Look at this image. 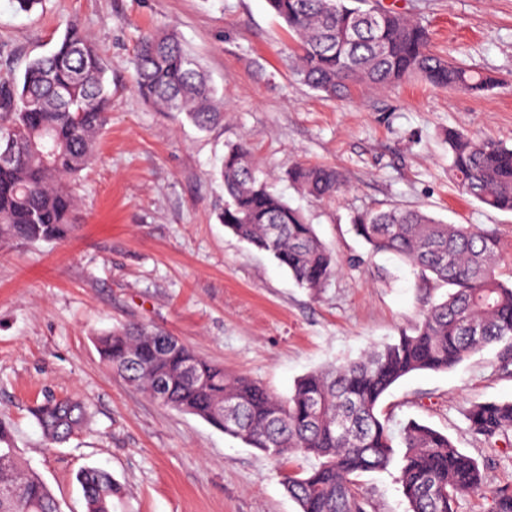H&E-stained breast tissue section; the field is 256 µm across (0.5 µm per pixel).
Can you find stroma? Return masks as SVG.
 Masks as SVG:
<instances>
[{
  "label": "stroma",
  "mask_w": 512,
  "mask_h": 512,
  "mask_svg": "<svg viewBox=\"0 0 512 512\" xmlns=\"http://www.w3.org/2000/svg\"><path fill=\"white\" fill-rule=\"evenodd\" d=\"M380 2L500 86L472 96L414 79L325 97L292 73L296 43L266 0H42L28 14L0 0V75H21L75 20L111 82V121L75 187L79 229L58 243L0 245V412L62 512H83L76 475L86 466L125 487L114 512H299L280 465L128 385L98 353L101 332L133 322L160 328L226 372L288 395L308 372L418 322L421 276L395 256L371 254L352 229L358 214L390 204L495 231L502 276L512 277V213L459 191L446 143L456 127L512 146V0ZM159 28L177 33L223 100L224 119L208 130L136 93L138 40ZM243 141L332 249L338 271L320 291L297 286L268 253L218 224L222 160ZM295 161L335 166L344 192L329 202L304 196L287 180ZM47 395L91 410L85 431L52 448L30 413ZM511 400L512 375L489 347L453 369L404 377L380 408L393 422L448 435L475 459L487 493L461 496L456 512H491L492 492L512 488V438L473 435L466 410ZM360 484L376 512H406L395 469L363 474Z\"/></svg>",
  "instance_id": "1"
}]
</instances>
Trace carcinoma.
Returning a JSON list of instances; mask_svg holds the SVG:
<instances>
[{
	"label": "carcinoma",
	"instance_id": "obj_1",
	"mask_svg": "<svg viewBox=\"0 0 512 512\" xmlns=\"http://www.w3.org/2000/svg\"><path fill=\"white\" fill-rule=\"evenodd\" d=\"M359 0H267L297 44L294 74L313 90L342 97L354 85L385 87L410 77L463 93L497 84L431 48L419 22L387 9H361ZM140 99L177 112L200 129L223 116V105L198 62L171 31L144 35L137 46ZM111 93L96 47L71 24L46 55L21 76L0 77V243L58 242L77 229L72 184L93 162L110 120ZM448 173L485 206L512 213V148L448 130ZM224 207L217 219L240 239L270 253L296 283L312 292L337 272L333 252L313 225L270 189L246 144L231 147L222 167ZM288 180L315 200L343 190L336 169L297 163ZM373 254L390 253L419 270L424 281L449 286L432 299L415 328L355 360L309 372L281 397L244 376H228L165 332L123 324L96 337L114 371L150 398L200 417L276 462L302 456L309 465L288 470L284 486L299 512H375L358 487L362 473L396 468L407 512H456L459 497L481 488L476 460L445 434L410 421L399 431L378 415L385 392L417 371H445L471 353L501 345L499 369L512 374V284L497 274L496 232L447 224L419 209L391 206L355 220ZM45 442L54 446L85 426L84 404L45 397L32 409ZM472 432L485 438L512 432V401L470 407ZM84 512H112L123 490L96 467L78 473ZM0 512H61L52 492L24 465L14 424L0 414ZM494 512H512V489L494 492Z\"/></svg>",
	"mask_w": 512,
	"mask_h": 512
}]
</instances>
